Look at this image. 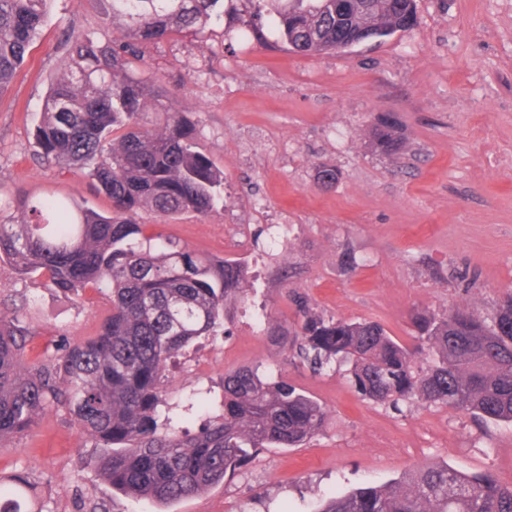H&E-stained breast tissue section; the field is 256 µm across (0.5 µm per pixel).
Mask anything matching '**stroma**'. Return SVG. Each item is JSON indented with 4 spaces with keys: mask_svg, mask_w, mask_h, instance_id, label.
Returning <instances> with one entry per match:
<instances>
[{
    "mask_svg": "<svg viewBox=\"0 0 512 512\" xmlns=\"http://www.w3.org/2000/svg\"><path fill=\"white\" fill-rule=\"evenodd\" d=\"M411 30L350 49L302 55L253 0H224L202 36L143 45L157 84L193 123L199 151L224 173V205L162 218L140 210L157 241L220 259L257 258L247 298L220 335L169 366L164 398L198 431L222 411L224 375L260 367L321 402L325 426L297 448H261L236 473L159 509L113 492L87 461L96 450L69 411H50L0 447V494L22 512H319L331 496L400 482L436 463L512 486V426L448 408L362 400L344 367L316 373L275 336L299 329L300 306L374 321L407 347L412 317L469 308L492 320L512 294V0H415ZM94 0H53L41 38L0 95V221L14 196L54 195L102 212L111 202L73 167L44 161L34 131L62 54L59 38L94 26ZM389 121L398 155L371 149ZM336 167L335 185L318 166ZM0 311L33 335L45 363L96 336L107 289L79 294L0 267Z\"/></svg>",
    "mask_w": 512,
    "mask_h": 512,
    "instance_id": "35a3bbf8",
    "label": "stroma"
}]
</instances>
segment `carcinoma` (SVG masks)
Wrapping results in <instances>:
<instances>
[{"label": "carcinoma", "instance_id": "carcinoma-1", "mask_svg": "<svg viewBox=\"0 0 512 512\" xmlns=\"http://www.w3.org/2000/svg\"><path fill=\"white\" fill-rule=\"evenodd\" d=\"M51 0H0V94L39 38ZM99 24L65 33L34 139L40 155L82 170L112 201L101 214L61 199L14 200L16 223L0 222V263L21 277L45 274L75 293L109 290L98 336L66 347L54 363L29 364L23 318L0 312V444L64 407L99 454L90 463L115 491L164 506L205 492L258 448L295 447L328 413L313 397L252 368L224 375V412L194 433L160 412L166 371L183 348L213 335L229 303L247 291L240 262L217 261L170 242L159 248L135 215H205L224 206L222 173L196 150L187 115L147 73L142 45L202 34L224 0H94ZM280 38L301 54L410 30L414 0H254ZM121 36L103 39L108 27ZM147 112L164 124L142 123ZM373 149L399 150L384 124ZM426 366L373 321L324 320L304 309L296 355L313 370L333 361L364 399L441 404L512 424V297L488 324L465 308L417 312ZM320 512H512V487L489 472L428 465L408 482L333 497Z\"/></svg>", "mask_w": 512, "mask_h": 512}]
</instances>
